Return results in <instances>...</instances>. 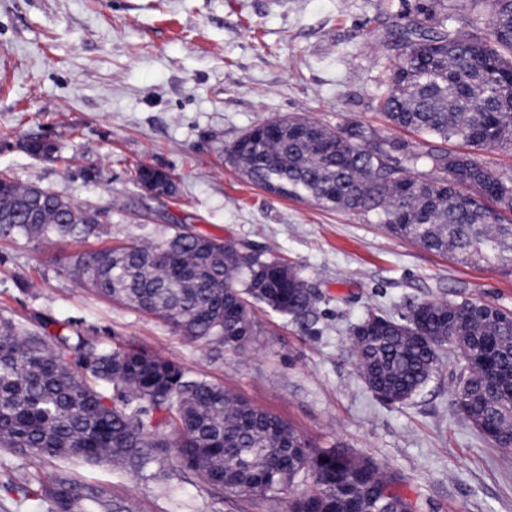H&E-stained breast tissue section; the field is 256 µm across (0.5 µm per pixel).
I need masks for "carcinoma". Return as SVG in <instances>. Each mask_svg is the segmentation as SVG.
<instances>
[{"label": "carcinoma", "mask_w": 512, "mask_h": 512, "mask_svg": "<svg viewBox=\"0 0 512 512\" xmlns=\"http://www.w3.org/2000/svg\"><path fill=\"white\" fill-rule=\"evenodd\" d=\"M486 25L484 37L450 28L431 2L387 32L395 57L380 81L378 109L423 141L371 143L361 127L292 116L250 128L229 150L233 165L275 196L359 213L427 250L512 273V224L503 223L512 212V177L476 155L512 143V0H491ZM437 140L462 141L470 151L432 145ZM394 152L437 175H412L392 162ZM155 177L154 167L140 164L133 181L152 191L160 187ZM0 227L41 244L101 231L82 206L2 173ZM68 272L188 340L226 350L252 342L258 308L305 326L317 319V295L294 266L192 232L79 255ZM448 345L460 364L458 410L494 445L512 448L511 311L472 300L452 310L445 301H423L397 318L371 314L350 333L361 379L390 403L412 398ZM0 448L139 473L169 458L217 491L271 499L309 474L313 487L293 499L290 512H414L382 466L316 447L288 422L170 358L102 346L51 317L34 328L0 322ZM29 484L22 476L16 488L35 501L33 512L45 502L52 512H131L113 503L107 487L65 470L36 489Z\"/></svg>", "instance_id": "1"}]
</instances>
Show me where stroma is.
Returning <instances> with one entry per match:
<instances>
[{
	"label": "stroma",
	"instance_id": "1",
	"mask_svg": "<svg viewBox=\"0 0 512 512\" xmlns=\"http://www.w3.org/2000/svg\"><path fill=\"white\" fill-rule=\"evenodd\" d=\"M421 0H0V172L101 211L99 236L52 247L0 235V319L50 315L104 344L176 360L290 423L321 448L385 467L416 512H512V449L495 447L454 406L455 355L410 400L377 399L358 376L349 331L369 313L464 298L512 310V274L391 235L362 215L283 199L227 159L255 124L303 116L416 140L377 110L389 53L376 31ZM52 142L50 159L21 149ZM140 163L169 172L173 196L131 180ZM250 244L296 266L317 293L311 328L261 310L240 351L215 349L75 282L72 257L147 239L174 225ZM111 488L137 512H288L293 486L268 500L216 493L167 461L156 476L76 457L0 449V512H29L16 472L57 470Z\"/></svg>",
	"mask_w": 512,
	"mask_h": 512
}]
</instances>
